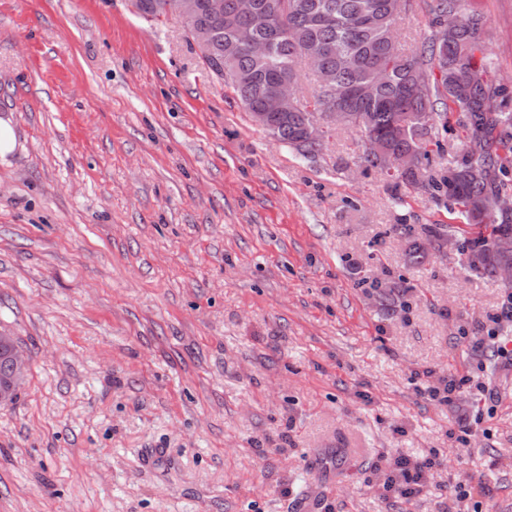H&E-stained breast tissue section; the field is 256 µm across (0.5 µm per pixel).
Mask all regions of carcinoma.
Segmentation results:
<instances>
[{
    "instance_id": "carcinoma-1",
    "label": "carcinoma",
    "mask_w": 512,
    "mask_h": 512,
    "mask_svg": "<svg viewBox=\"0 0 512 512\" xmlns=\"http://www.w3.org/2000/svg\"><path fill=\"white\" fill-rule=\"evenodd\" d=\"M269 17L265 27L248 29V36L266 40L265 58L238 47L223 58L224 40L238 22L232 0H224L221 16L201 8L195 24L209 27L215 48L203 57L209 72L229 86L245 109L283 77L297 81L307 53L317 51L331 79L333 91L314 89L288 119L268 131L295 155L312 161L321 147L303 141L305 110L347 115L344 127L378 142L388 157L415 153L406 168L389 166L394 200L413 190L425 191L454 205L457 224H398L410 242L407 258L420 266L440 252L448 236L458 239L459 267L465 273L498 279L512 267V252L494 249V239L512 236V210L494 209L501 195H512V93L501 84L488 56L483 16L464 8V0H433L430 33L422 49L408 54L399 48L395 26L402 13L397 0H258ZM388 72L371 98L350 94L368 72ZM464 131L459 147L448 153L438 175L430 174L431 156L440 138L453 126Z\"/></svg>"
}]
</instances>
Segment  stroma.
Instances as JSON below:
<instances>
[{
    "label": "stroma",
    "instance_id": "stroma-1",
    "mask_svg": "<svg viewBox=\"0 0 512 512\" xmlns=\"http://www.w3.org/2000/svg\"><path fill=\"white\" fill-rule=\"evenodd\" d=\"M398 38L419 50L432 0ZM512 89V0H469ZM0 512H512V361L476 347L505 291L447 250L407 265L397 205L337 127L311 162L256 126L180 18L0 0ZM403 281L381 300L375 282ZM478 388L433 400L439 377ZM436 449L412 502L378 467ZM11 336H0V380L5 379L10 376V371L12 370V375L10 380L6 385H0V404L11 401L15 394L10 398L11 393L14 391L16 383L19 384L21 377L24 375L26 371V361L19 350L14 349L11 352L10 363L8 356V349L2 344L9 343ZM10 398V400H9Z\"/></svg>",
    "mask_w": 512,
    "mask_h": 512
}]
</instances>
